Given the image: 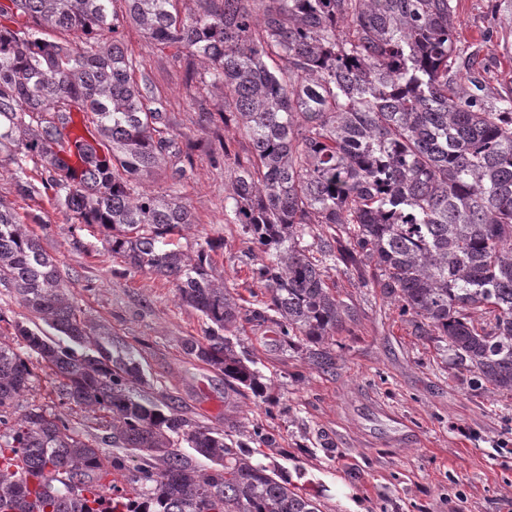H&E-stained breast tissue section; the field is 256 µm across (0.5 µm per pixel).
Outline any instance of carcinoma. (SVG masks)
Here are the masks:
<instances>
[{"mask_svg":"<svg viewBox=\"0 0 512 512\" xmlns=\"http://www.w3.org/2000/svg\"><path fill=\"white\" fill-rule=\"evenodd\" d=\"M114 2L0 3V156L21 174L40 162L74 223L97 226L128 267L175 281L209 329L183 340L184 352L261 396V375L224 336L243 307L212 274L214 243L191 256L173 247L194 223L175 191L191 156L162 99L139 83ZM124 2L125 19L158 50L206 60L190 79L224 85V123L251 144L243 158L224 148L234 169L224 221L261 253L253 278L267 300L250 319L334 372L329 341L356 313L325 269L343 266L381 288L417 335L444 344L456 367L512 393V94L485 93L470 46L456 40L454 0H193L185 16L178 0ZM44 29L81 39L50 40ZM75 114L110 155L79 177L57 157L86 154L69 138ZM160 173L165 191L138 190ZM0 286L61 336L17 321L26 354L0 344V505L32 512L24 477L10 470L21 459L40 474V512H102L110 490V512H320L245 451L273 452L274 437L254 429L234 439L146 394L139 363L112 354L110 328L79 318L56 260L2 199ZM33 356L59 379V405L111 418L112 442L139 459L134 497L104 483L125 459L53 406L13 416L34 388ZM177 438L210 466L179 453Z\"/></svg>","mask_w":512,"mask_h":512,"instance_id":"cac0c4a2","label":"carcinoma"}]
</instances>
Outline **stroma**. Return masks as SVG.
Returning <instances> with one entry per match:
<instances>
[{
  "instance_id": "1",
  "label": "stroma",
  "mask_w": 512,
  "mask_h": 512,
  "mask_svg": "<svg viewBox=\"0 0 512 512\" xmlns=\"http://www.w3.org/2000/svg\"><path fill=\"white\" fill-rule=\"evenodd\" d=\"M458 35L477 51L491 92L512 89V0H457ZM128 55L142 60L169 125L192 143V163L176 190L194 216L180 244L194 253L212 240L214 274L234 287L246 309L263 288L251 278L260 261L239 226L224 221L233 174L225 151L247 155L248 138L220 117L224 89L187 91L200 58L174 61L151 48L134 25L123 28ZM31 196L16 192L17 172L0 162V198L56 259L80 318L108 326L112 348L133 349L146 392L173 400L200 425L237 434L262 426L278 443L275 471L322 512H512V395L476 383L451 365L436 340L416 335L408 317L352 271L328 270L338 299L357 309L335 334L336 370L323 373L301 351L283 346L272 325L241 320L236 349L254 362L267 397L225 391L224 377L186 355L183 339L203 338L207 323L183 305L175 285L126 268L98 228L75 224L27 165Z\"/></svg>"
}]
</instances>
